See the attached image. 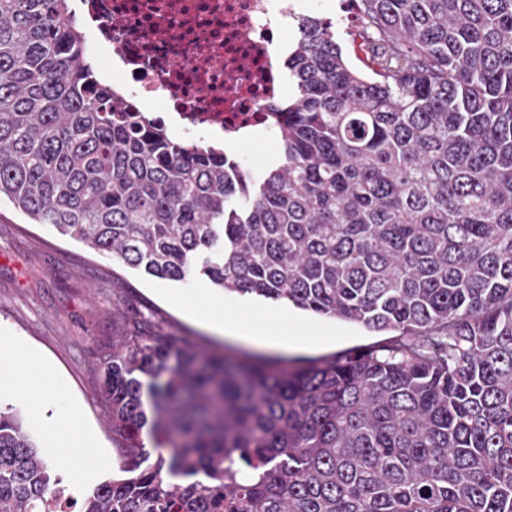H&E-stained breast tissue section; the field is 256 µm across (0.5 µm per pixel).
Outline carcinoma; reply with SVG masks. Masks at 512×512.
Returning <instances> with one entry per match:
<instances>
[{"mask_svg":"<svg viewBox=\"0 0 512 512\" xmlns=\"http://www.w3.org/2000/svg\"><path fill=\"white\" fill-rule=\"evenodd\" d=\"M302 19L259 179L95 75L69 0H0V200L173 282L395 331L293 364L133 318L90 488L0 404V512H512V0ZM325 1L320 13L325 18L336 22V40L342 45L353 65L362 66L353 49L352 39L356 30V21L351 5L347 0H315Z\"/></svg>","mask_w":512,"mask_h":512,"instance_id":"cac0c4a2","label":"carcinoma"}]
</instances>
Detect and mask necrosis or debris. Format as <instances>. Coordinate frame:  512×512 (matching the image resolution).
<instances>
[{
	"mask_svg": "<svg viewBox=\"0 0 512 512\" xmlns=\"http://www.w3.org/2000/svg\"><path fill=\"white\" fill-rule=\"evenodd\" d=\"M299 2L82 0L94 23L86 44L111 54L126 99L173 107L181 139L232 142L241 130L271 126L290 48L284 21L301 19Z\"/></svg>",
	"mask_w": 512,
	"mask_h": 512,
	"instance_id": "1",
	"label": "necrosis or debris"
}]
</instances>
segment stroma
Instances as JSON below:
<instances>
[{"label": "stroma", "instance_id": "stroma-1", "mask_svg": "<svg viewBox=\"0 0 512 512\" xmlns=\"http://www.w3.org/2000/svg\"><path fill=\"white\" fill-rule=\"evenodd\" d=\"M206 297L223 302L225 318L239 316L261 324L267 338L249 341L193 319L189 303ZM288 309L284 302L217 291L200 277L185 283L147 277L62 238L48 225L30 223L9 203L0 204V343L36 351L45 364L40 377L63 388L60 410L80 411L103 457L102 463L83 469L85 481L118 468L109 408L98 390V362L111 350L112 332L124 317L162 323L205 353L230 349L272 359L330 357L392 338L388 332L303 310L300 318L321 333L291 341L281 336L276 320ZM19 382L16 369L0 365V402L20 409L38 445L51 448L52 424L33 417L19 394Z\"/></svg>", "mask_w": 512, "mask_h": 512}]
</instances>
